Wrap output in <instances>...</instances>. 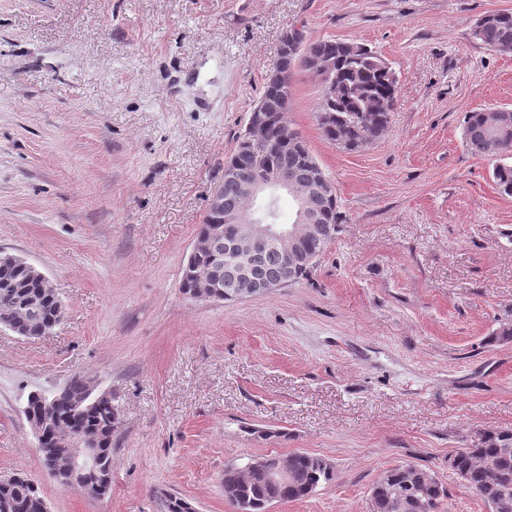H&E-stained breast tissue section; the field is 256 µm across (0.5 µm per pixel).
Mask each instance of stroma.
Here are the masks:
<instances>
[{
  "mask_svg": "<svg viewBox=\"0 0 512 512\" xmlns=\"http://www.w3.org/2000/svg\"><path fill=\"white\" fill-rule=\"evenodd\" d=\"M512 0H0V249L63 303L51 335L0 330V479L49 512H234L224 470L324 458L333 480L268 512H371L414 463L447 512H490L448 468L512 429V196L471 153L466 113L512 109V50L473 36ZM367 45L397 81L390 122L350 151L299 69L285 115L334 182L343 222L309 280L196 300L186 262L293 28ZM112 394V486L48 478L23 414L73 375Z\"/></svg>",
  "mask_w": 512,
  "mask_h": 512,
  "instance_id": "stroma-1",
  "label": "stroma"
}]
</instances>
